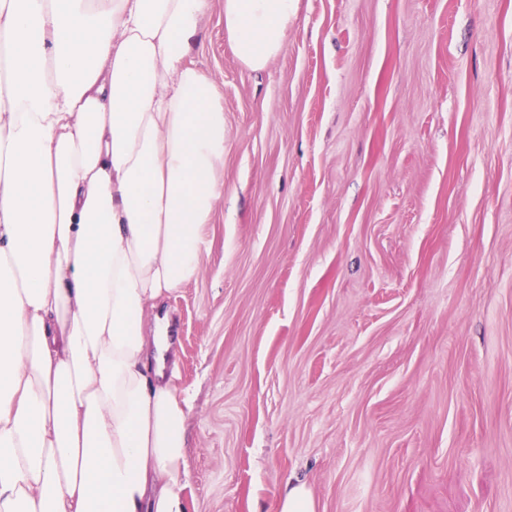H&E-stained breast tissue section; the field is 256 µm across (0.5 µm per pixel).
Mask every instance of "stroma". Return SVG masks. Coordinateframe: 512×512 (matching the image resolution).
I'll return each instance as SVG.
<instances>
[{"instance_id": "obj_1", "label": "stroma", "mask_w": 512, "mask_h": 512, "mask_svg": "<svg viewBox=\"0 0 512 512\" xmlns=\"http://www.w3.org/2000/svg\"><path fill=\"white\" fill-rule=\"evenodd\" d=\"M224 201L163 308L186 512H512V0H298L240 65ZM275 512H317L312 491L304 482L288 481L285 493L276 499Z\"/></svg>"}]
</instances>
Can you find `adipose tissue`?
<instances>
[{
	"mask_svg": "<svg viewBox=\"0 0 512 512\" xmlns=\"http://www.w3.org/2000/svg\"><path fill=\"white\" fill-rule=\"evenodd\" d=\"M297 2L223 0L243 66ZM212 8L0 0V512H185L191 400L150 325L224 198Z\"/></svg>",
	"mask_w": 512,
	"mask_h": 512,
	"instance_id": "adipose-tissue-1",
	"label": "adipose tissue"
}]
</instances>
